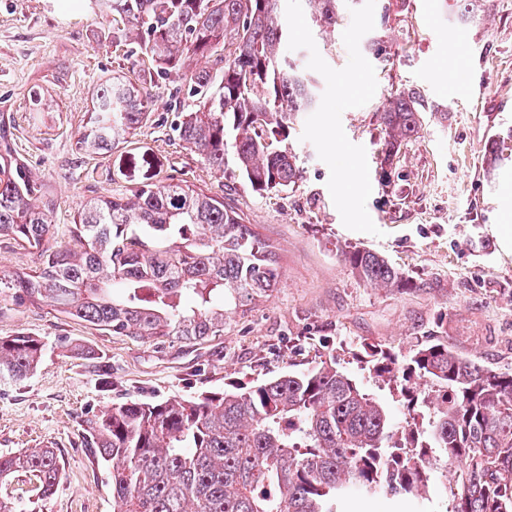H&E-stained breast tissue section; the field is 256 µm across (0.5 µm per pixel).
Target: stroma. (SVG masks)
<instances>
[{"instance_id":"stroma-1","label":"stroma","mask_w":512,"mask_h":512,"mask_svg":"<svg viewBox=\"0 0 512 512\" xmlns=\"http://www.w3.org/2000/svg\"><path fill=\"white\" fill-rule=\"evenodd\" d=\"M61 0H0V113L14 126L17 155L55 203L58 242L68 243L86 198L127 193L167 178L224 197L273 243L281 281L270 297L229 312L223 335L198 344L102 333L49 304L0 302V337L44 338L37 370L0 377V452L52 448L64 472L49 499L19 476L0 493L33 512H114L106 467L86 448L81 421L127 399L162 400L255 384L335 357L389 411L408 412L396 385L355 356L380 343L398 356L427 339L499 372H512V0H479L459 18L456 0H355L350 17L325 29L305 0H279L288 50L317 81V106L286 141L300 160L296 184L253 192L233 160L210 170L172 135L168 105L183 82H155L150 121L104 154L77 140L100 80L130 71L112 44V19L97 8L67 14ZM390 47L371 55L370 36ZM412 91L425 104L419 133L383 166L377 114L389 94ZM42 95L49 109L37 112ZM500 141L497 165L487 156ZM112 178L96 181L92 170ZM385 256L417 282L374 288L342 262V246ZM455 474L438 459L421 495L364 498L345 512H449Z\"/></svg>"}]
</instances>
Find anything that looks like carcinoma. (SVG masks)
Segmentation results:
<instances>
[{"label":"carcinoma","mask_w":512,"mask_h":512,"mask_svg":"<svg viewBox=\"0 0 512 512\" xmlns=\"http://www.w3.org/2000/svg\"><path fill=\"white\" fill-rule=\"evenodd\" d=\"M112 15L115 46L150 81L125 76L97 85L77 144L101 154L128 142L155 105L152 78L188 85L172 131L202 163L233 156L255 192L298 180V158L280 147L290 124L317 104L316 82L288 56L278 0H94ZM334 26L347 0H308ZM191 58L208 66L185 70ZM423 100L395 91L379 112L389 163L421 128ZM11 120L0 117V239L36 250L41 267L0 276V299L48 303L114 336L198 343L224 335V304L242 306L278 285L277 257L224 198L162 180L128 194L100 195L74 217L71 242L56 241L45 185L15 153ZM374 288L417 283L383 256L340 251ZM46 351L40 337H0V375L27 379ZM356 357L370 373L401 382L409 414L429 412L427 445L397 466L417 423L398 428L336 362L322 360L233 391L105 407L82 421L86 447L106 466L115 512H340L351 488L418 495L434 448L458 471L451 512H512V373L496 372L447 342L414 346L403 359L378 343ZM425 389L433 397L419 400ZM17 473L44 498L62 465L51 448L0 454V482Z\"/></svg>","instance_id":"carcinoma-1"}]
</instances>
